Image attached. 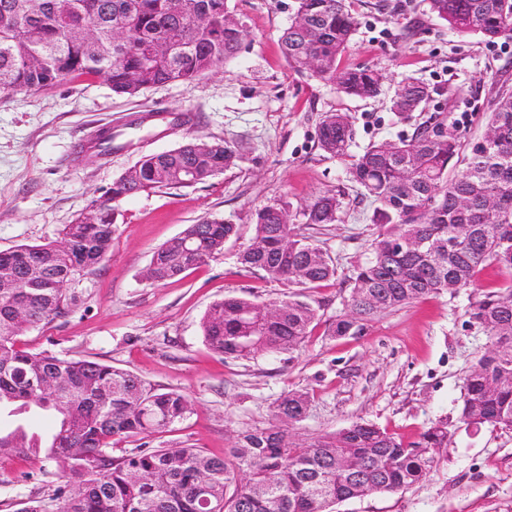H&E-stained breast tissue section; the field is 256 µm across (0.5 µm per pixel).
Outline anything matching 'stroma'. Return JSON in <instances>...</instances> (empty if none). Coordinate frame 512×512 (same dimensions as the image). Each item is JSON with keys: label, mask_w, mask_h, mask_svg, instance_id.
<instances>
[{"label": "stroma", "mask_w": 512, "mask_h": 512, "mask_svg": "<svg viewBox=\"0 0 512 512\" xmlns=\"http://www.w3.org/2000/svg\"><path fill=\"white\" fill-rule=\"evenodd\" d=\"M359 24L341 57L344 67L382 73L381 94L360 100L292 69L280 36L296 0H227L245 36L236 56L192 84H168L119 96L100 79L64 81L38 93L0 97V251L57 240L63 225L143 156L186 138L238 146V165L207 183L161 188L115 207L112 249L99 268L67 286L72 302L19 344L130 370L161 388L188 394L192 413L161 441L220 456L238 433L265 427L276 400L291 389L310 394L302 437L356 422L416 437L448 424L445 457L422 482L336 505L335 512H512V430L461 421V386L489 343L467 312L470 290L429 296L384 313L360 332L332 336L346 310L349 279L376 233L373 204L346 176L345 161L324 153L319 123L327 112L350 115L352 153L410 137L418 124L447 116L471 138L482 136L496 96L512 93V38L458 35L427 0H349ZM416 78L433 98L399 120L391 99ZM110 128L111 154L81 152L96 130ZM332 189L344 197L338 223L298 225L336 261V280L310 294L320 320L299 350L227 358L204 343L200 322L227 296L263 301L287 288L260 270H243L241 245L253 234L255 207L283 198L296 204ZM206 215L233 220L238 240L200 267L159 283L146 271L154 251ZM49 477L14 458L0 462V512L51 494Z\"/></svg>", "instance_id": "35a3bbf8"}]
</instances>
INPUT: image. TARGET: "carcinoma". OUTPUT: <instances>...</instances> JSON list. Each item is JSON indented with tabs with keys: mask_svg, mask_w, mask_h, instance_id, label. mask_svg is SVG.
<instances>
[{
	"mask_svg": "<svg viewBox=\"0 0 512 512\" xmlns=\"http://www.w3.org/2000/svg\"><path fill=\"white\" fill-rule=\"evenodd\" d=\"M430 11L458 33L492 41L512 38V0H428ZM90 25L99 47L83 30ZM357 19L347 0H297L295 16L281 36L283 54L299 73L336 85L349 97L379 94L383 76L371 68H339ZM122 29L128 39L115 42ZM243 40L226 0H0V96L35 93L66 79L94 75L119 95L135 97L169 83L189 84L222 67ZM432 95L407 77L391 110L409 119ZM487 127L496 139L484 148L467 141L447 119L436 116L408 139L381 142L352 158L349 179L374 204L378 228L370 255L350 277L353 315L330 323L333 336L355 333L390 310L448 293V281L472 286L486 266L497 268L502 288L476 294L470 318L491 342L464 377L461 418L468 424L512 429V96L493 104ZM352 129L344 112H327L319 126L320 149L349 157ZM238 149L228 143L190 138L143 157L135 180L116 179L92 201L94 224H65L54 243L19 245L0 252V277L19 281L27 264L40 261L47 286L0 288V410H36L49 417L54 433L44 438L19 423L0 429V461L22 457L59 465L53 493L18 512H333L352 488L365 495L390 493L423 481L447 452L448 428L430 426L405 440L374 424L299 438L290 428L301 421L310 395L291 390L276 402L269 426L247 430L216 457L192 446L113 454L122 442L170 432L192 412L188 395L158 388L137 374L88 359L17 345L10 323L24 308L38 327L69 304L67 285L105 260L115 225L107 203L156 188L204 184L234 167ZM343 197L326 190L294 210L277 199L252 213L254 234L238 253L246 270L294 289L288 298L255 302L226 297L201 320L207 347L226 358L294 351L310 336L318 310L308 292L336 278L334 259L297 233L285 217L306 225L335 224ZM238 225L212 217L188 224L160 246L147 270L161 282L183 274L224 250ZM55 387L42 402L38 386ZM363 463L359 479L342 461Z\"/></svg>",
	"mask_w": 512,
	"mask_h": 512,
	"instance_id": "carcinoma-1",
	"label": "carcinoma"
}]
</instances>
